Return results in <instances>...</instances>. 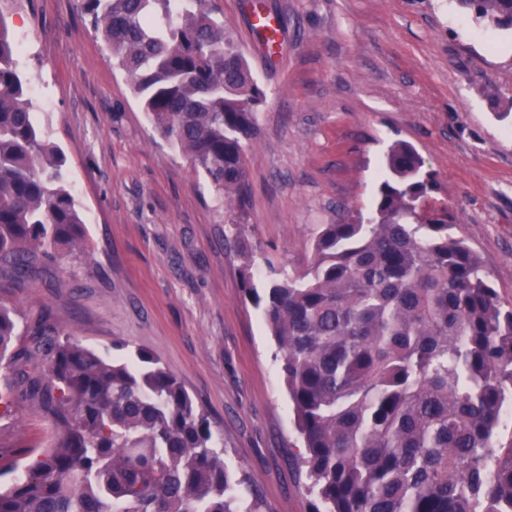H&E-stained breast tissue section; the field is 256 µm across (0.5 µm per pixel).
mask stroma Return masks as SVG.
I'll list each match as a JSON object with an SVG mask.
<instances>
[{"instance_id": "obj_1", "label": "stroma", "mask_w": 512, "mask_h": 512, "mask_svg": "<svg viewBox=\"0 0 512 512\" xmlns=\"http://www.w3.org/2000/svg\"><path fill=\"white\" fill-rule=\"evenodd\" d=\"M265 93L244 142L248 205L219 202L152 129L76 0L6 10L18 66L85 218L81 252L0 288L18 325L51 313L83 345L144 348L184 384L243 468L263 512H307L290 462L301 440L262 312L242 291L305 268L316 225L369 208L398 141L434 173L437 204L512 302V35L456 0H211ZM275 14L264 59L251 11ZM247 254H240L238 239ZM49 419L16 400L0 448H49Z\"/></svg>"}]
</instances>
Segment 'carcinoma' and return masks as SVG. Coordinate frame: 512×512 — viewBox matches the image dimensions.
I'll return each instance as SVG.
<instances>
[{"mask_svg":"<svg viewBox=\"0 0 512 512\" xmlns=\"http://www.w3.org/2000/svg\"><path fill=\"white\" fill-rule=\"evenodd\" d=\"M512 31V0H458ZM126 72L154 131L186 153L217 197L245 204L243 141L264 98L207 0H78ZM0 8V278L79 245L80 207L61 152L37 123ZM370 208L318 225L307 268L245 297L279 352L303 451L310 512H512V302L428 202L437 189L397 142ZM17 325L0 304V363L52 418L56 442L0 486V512H262L224 462L208 413L153 353L125 358L64 336L45 313ZM40 358L47 374L25 364Z\"/></svg>","mask_w":512,"mask_h":512,"instance_id":"carcinoma-1","label":"carcinoma"}]
</instances>
